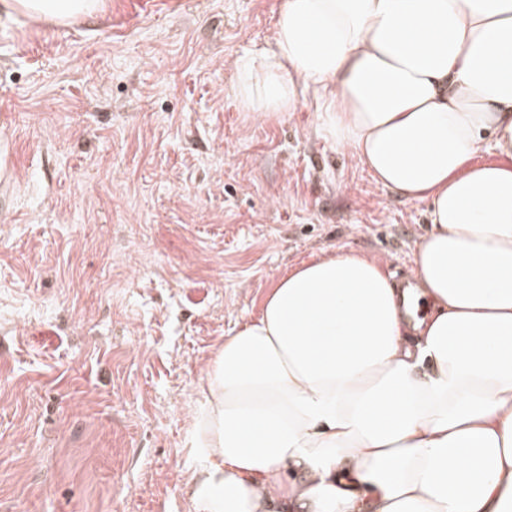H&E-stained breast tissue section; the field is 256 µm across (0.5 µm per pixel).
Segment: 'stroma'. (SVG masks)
<instances>
[{
    "label": "stroma",
    "instance_id": "obj_1",
    "mask_svg": "<svg viewBox=\"0 0 512 512\" xmlns=\"http://www.w3.org/2000/svg\"><path fill=\"white\" fill-rule=\"evenodd\" d=\"M281 3L0 14V512H193L200 386L273 281L338 247L410 275L428 201L234 93Z\"/></svg>",
    "mask_w": 512,
    "mask_h": 512
}]
</instances>
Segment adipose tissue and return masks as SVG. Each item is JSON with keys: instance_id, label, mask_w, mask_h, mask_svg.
<instances>
[{"instance_id": "adipose-tissue-1", "label": "adipose tissue", "mask_w": 512, "mask_h": 512, "mask_svg": "<svg viewBox=\"0 0 512 512\" xmlns=\"http://www.w3.org/2000/svg\"><path fill=\"white\" fill-rule=\"evenodd\" d=\"M102 0H0L67 25ZM250 112L314 106L430 203L416 285L342 247L276 279L210 360L194 512H512V0H283Z\"/></svg>"}]
</instances>
